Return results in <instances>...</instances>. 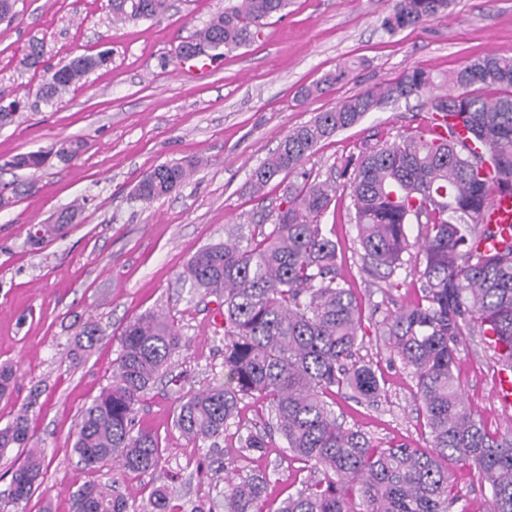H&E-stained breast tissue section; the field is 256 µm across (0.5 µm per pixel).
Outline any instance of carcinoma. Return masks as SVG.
<instances>
[{
    "mask_svg": "<svg viewBox=\"0 0 512 512\" xmlns=\"http://www.w3.org/2000/svg\"><path fill=\"white\" fill-rule=\"evenodd\" d=\"M290 0H226L189 40L178 57L216 61L249 45L262 21L285 16ZM450 0H394L382 28L395 33L445 13ZM170 0H111L115 21L153 19ZM109 62L105 54L80 55L54 68L45 60L43 42L32 40L23 59L40 69L43 81L35 101L0 91L12 105L50 104L85 76ZM344 65L325 74L304 96L323 94L346 80ZM448 83L460 93L431 100L433 117L452 119L468 131L470 143L454 136H406L347 158L344 188L354 208L364 270L391 278L407 261L406 228L417 225L424 268L419 275L423 302L383 320V335L416 379L417 397L430 430V445L382 448L365 434L338 422L325 400L332 389L346 390L373 404L382 388L375 370L354 357L362 320L352 291L336 271L332 232L320 224L336 191V179L311 178L306 159L321 142L360 122L389 101L420 96L434 86L423 69L405 72L379 90L351 96L292 129L251 172L250 188L260 194L279 175L290 178L284 201L270 228L258 225L249 238L198 249L181 278L216 298L224 317V381L192 390L179 399L175 426L184 435L215 447L250 395L269 400V428L288 451L322 473L285 500L278 512H451L448 469L454 459L474 467L491 490L490 512H512V434L490 435L467 406L455 374L459 345L488 335L505 345L512 369V243L485 252L484 239L495 234L481 216L495 194L512 192V56L489 55L466 61ZM48 155L30 152L14 167L43 168ZM198 163H163L145 173L134 199L153 201L171 194L194 173ZM74 212L38 225L37 244L67 233ZM100 330L84 322L73 355L92 347ZM121 351L112 364V382L81 411L73 444L86 470L112 464L126 472L157 470L158 439L136 429L135 414L146 392L169 374L172 359L186 347L180 328L167 316L148 312L129 322ZM17 450L23 462L12 472L0 512H15L28 501L43 475L44 451L31 444L28 414L22 411L0 428V457ZM267 477L224 475V512H265ZM73 512H201L174 502L168 484L153 487L147 503L136 504L115 486L86 482L72 492Z\"/></svg>",
    "mask_w": 512,
    "mask_h": 512,
    "instance_id": "carcinoma-1",
    "label": "carcinoma"
}]
</instances>
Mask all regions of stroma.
<instances>
[{
	"label": "stroma",
	"instance_id": "obj_1",
	"mask_svg": "<svg viewBox=\"0 0 512 512\" xmlns=\"http://www.w3.org/2000/svg\"><path fill=\"white\" fill-rule=\"evenodd\" d=\"M392 5L291 0L286 16L268 19L258 38L214 70L180 62L176 49L223 11L224 0H172L161 17L118 23L109 0H18L14 19L0 22V90L36 93L40 73L19 65L34 36L44 39L46 58L56 66L78 55L111 56L55 104L24 110L0 128V182L19 188L14 204L0 209V364L16 370L11 394L0 398V427L27 410L32 441L49 462L23 512H70L72 492L89 480L116 484L139 503L165 481L178 502L224 512L221 463L242 477L266 474L265 506L277 512L314 479L278 434H266L262 450H241V433L264 432V399L240 403L214 453L175 427L181 391L224 378V332L212 323L217 302L179 274L196 250L250 234L264 208L283 201V177L262 200L250 195L247 182L292 128L411 68L430 71L445 91L449 73L465 61L512 53V0H454L447 14L390 34L381 21ZM349 62L355 65L349 80L322 96L297 98L300 87ZM431 112L425 93L369 113L321 143L305 168L324 177L369 146L429 135ZM74 139L83 147L73 160L52 156L38 171L12 165L18 155H52ZM190 160L196 171L170 195L150 203L132 198L145 171ZM78 199L85 205L65 237L30 243L33 225L54 222ZM353 217L349 196L339 190L321 221L333 232L337 269L362 309L366 336L357 355L376 371L384 393L374 404L343 390L328 401L345 427L375 442L424 448L430 433L416 380L381 335L386 316L420 300V282L402 270L386 281L363 271ZM147 311L165 313L189 340L172 365L183 385H157L137 414L138 426L158 439L160 467L140 475L109 466L82 471L72 451L81 410L110 383L124 327ZM89 319L101 334L76 363L70 349ZM459 349L457 374L469 406L490 434L512 433V408L492 395L493 351L469 339ZM448 470L457 496L453 512H489L490 493L476 470L453 461Z\"/></svg>",
	"mask_w": 512,
	"mask_h": 512
}]
</instances>
